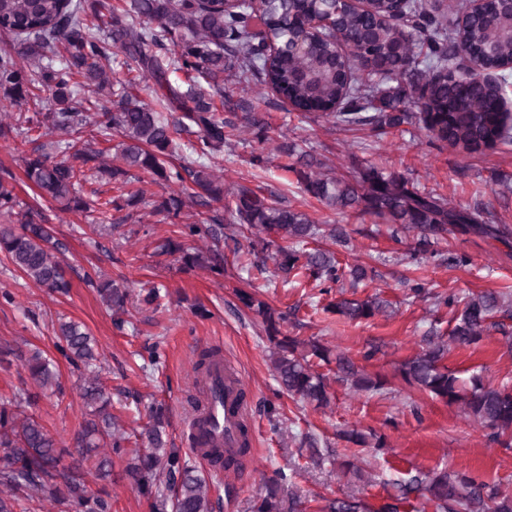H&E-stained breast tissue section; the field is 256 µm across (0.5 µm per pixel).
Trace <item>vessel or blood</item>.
Segmentation results:
<instances>
[{
	"label": "vessel or blood",
	"instance_id": "1",
	"mask_svg": "<svg viewBox=\"0 0 512 512\" xmlns=\"http://www.w3.org/2000/svg\"><path fill=\"white\" fill-rule=\"evenodd\" d=\"M207 385L224 387L223 399L209 400L204 411L190 419V443L200 457H208L212 446L234 452L241 444L237 425L245 417L247 406L240 398L241 380L236 369L224 361H216L206 378Z\"/></svg>",
	"mask_w": 512,
	"mask_h": 512
}]
</instances>
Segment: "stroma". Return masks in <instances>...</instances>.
Instances as JSON below:
<instances>
[{
    "label": "stroma",
    "mask_w": 512,
    "mask_h": 512,
    "mask_svg": "<svg viewBox=\"0 0 512 512\" xmlns=\"http://www.w3.org/2000/svg\"><path fill=\"white\" fill-rule=\"evenodd\" d=\"M234 95L253 104L254 117L268 124L270 140L258 143L252 131L245 130L225 141L213 166L223 176L225 189L244 183L284 198L315 223L346 225L351 241L336 246L337 257L373 269L376 276L346 288L345 295L379 296L390 303V315L353 323L325 311L327 299L315 282L288 284L274 268L263 273L251 268L248 239L229 225L220 243L223 277L203 269L188 271L177 256L157 255L158 239L171 235L175 222H187L188 217L174 219L154 212L152 201L173 194L174 188L153 182L145 172L140 178L146 203L110 210L105 221L118 225V232L103 238L92 234L91 217L35 200L20 156L40 138L36 128L13 141L0 140V168L14 173L20 204H38L51 224L62 245L60 257L71 288L65 296L50 294L0 255V343L9 342L13 348L10 354L0 353V405L34 387L17 351H45L58 366L61 388L40 393L26 412L58 447H71L85 419L81 372L60 355L55 333L60 322L72 320L84 324L98 342L92 370L112 397L111 412L125 430L131 450L143 445L149 406L160 404L169 418V441L190 454L184 426L196 394L197 352L219 349L235 365L247 392L251 451L240 471L212 473V512H250L266 479L280 472L287 474L292 491L307 501V512H316L322 499L345 497L349 489L343 477L331 468H316L306 452L290 443V436L307 433L327 441L338 458L358 456L370 477L361 497L373 510L397 496L417 471L433 468L466 472L512 493V447L490 442L487 429L474 424L460 408L393 379L396 369L420 350L426 331L447 335L453 313L437 306V297L483 291L512 294V146L469 155L438 148L426 131L406 124L377 135L362 127H335L323 117H304L255 82L238 86ZM285 139L299 143L336 173L372 164L402 174L461 207H483L491 223L507 225L508 230L497 237L452 235L420 262H412L408 252L417 239L415 232L394 233L381 219L331 210L308 195L296 176L285 170V159L276 150L277 142ZM257 152L267 159L264 167L250 162ZM452 255L466 256L467 264L449 265ZM95 266L113 279L126 280L131 290L124 327H116L111 311L84 280ZM412 282L422 285L420 296L409 291ZM155 286L162 288L163 297L155 305L144 303L146 289ZM239 288L257 292L276 308H295V315L288 318L289 335L302 340L317 337L367 372L392 378V385L377 393L357 394L333 384L335 399L325 410L289 397L276 379L271 345L259 320L235 294ZM444 363L463 385L478 369L493 384L512 385V348L496 330L479 344L451 348ZM354 426L386 435L388 452L379 456L340 439L341 430ZM124 467V460L115 459L111 479L90 481V488L109 495L112 512H152L150 498L124 477Z\"/></svg>",
    "instance_id": "obj_1"
}]
</instances>
